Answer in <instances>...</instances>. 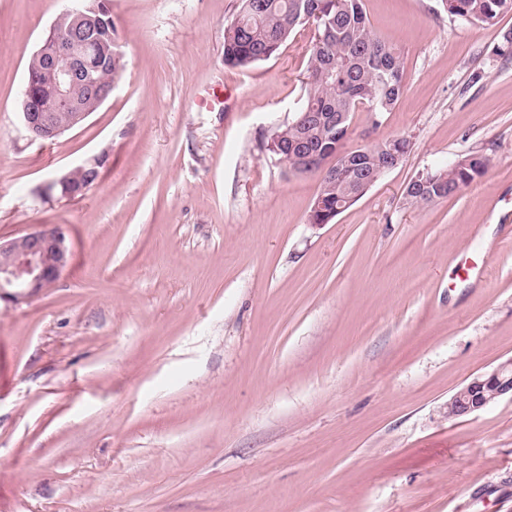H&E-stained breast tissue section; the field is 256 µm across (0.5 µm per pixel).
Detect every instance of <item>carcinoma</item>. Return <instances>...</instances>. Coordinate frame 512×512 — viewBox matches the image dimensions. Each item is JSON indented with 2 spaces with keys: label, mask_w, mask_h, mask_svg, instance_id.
Masks as SVG:
<instances>
[{
  "label": "carcinoma",
  "mask_w": 512,
  "mask_h": 512,
  "mask_svg": "<svg viewBox=\"0 0 512 512\" xmlns=\"http://www.w3.org/2000/svg\"><path fill=\"white\" fill-rule=\"evenodd\" d=\"M446 10L470 23L496 24L512 13V0H443ZM315 24L308 59L304 102L294 119L275 132L280 150L291 141L334 154L347 138L345 125L327 127L304 116L306 112H346L362 109L378 116L394 110L404 93V58L400 49L372 29L363 0H241L238 14L224 25V65L248 67L270 58L307 22ZM405 153L410 143L402 137L383 139L363 148L371 165L389 162L390 145ZM489 166L483 156L462 157L446 169L428 171L414 192H405L410 205H424L452 196L462 185L482 176ZM368 178L343 170L335 184L320 190L326 214L341 213L364 194Z\"/></svg>",
  "instance_id": "cac0c4a2"
}]
</instances>
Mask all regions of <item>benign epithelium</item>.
<instances>
[{"mask_svg": "<svg viewBox=\"0 0 512 512\" xmlns=\"http://www.w3.org/2000/svg\"><path fill=\"white\" fill-rule=\"evenodd\" d=\"M118 38L112 32V12L105 0H72L69 8L53 21L43 44L33 54L41 61L52 84L56 112L42 106L38 86L26 82L21 97V122L27 134L36 140L53 141L64 132L81 126L89 115L112 96V62L119 59ZM84 95L77 94L79 85ZM68 113L61 121L57 113ZM348 153L342 146L335 156L319 161L316 152L294 143L282 162L298 158L305 166L320 164L323 175L336 179V160ZM105 165L100 155L56 176L45 188L48 197L71 199L82 196L91 187L79 181V175ZM0 302L19 305L32 301L51 287L69 262V243L60 225L46 226L5 241L0 240ZM499 400L512 399V358L496 365L491 372L473 377L448 400V409L457 416L479 411L490 403L486 391Z\"/></svg>", "mask_w": 512, "mask_h": 512, "instance_id": "7a95c632", "label": "benign epithelium"}]
</instances>
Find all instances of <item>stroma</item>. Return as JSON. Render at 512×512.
Returning <instances> with one entry per match:
<instances>
[{
    "mask_svg": "<svg viewBox=\"0 0 512 512\" xmlns=\"http://www.w3.org/2000/svg\"><path fill=\"white\" fill-rule=\"evenodd\" d=\"M240 0H108L124 70L51 142L27 65L70 0H0V237L66 227L59 280L0 304V512H512V400L448 399L512 358V56L442 0H363L404 52L393 111L346 147L410 141L332 223L267 151L303 104L314 25L224 64ZM107 162L82 197L59 173ZM487 172L407 204L419 173ZM105 162V155H100L83 165H79L73 169L60 173L45 188V195L47 197L57 196L61 199H71L83 196L92 185L97 183V181L84 184L79 181V175L85 173L87 169H94L97 171L98 167H104Z\"/></svg>",
    "mask_w": 512,
    "mask_h": 512,
    "instance_id": "obj_1",
    "label": "stroma"
}]
</instances>
